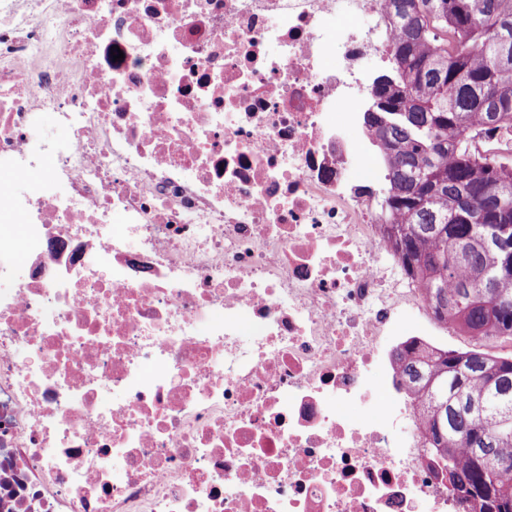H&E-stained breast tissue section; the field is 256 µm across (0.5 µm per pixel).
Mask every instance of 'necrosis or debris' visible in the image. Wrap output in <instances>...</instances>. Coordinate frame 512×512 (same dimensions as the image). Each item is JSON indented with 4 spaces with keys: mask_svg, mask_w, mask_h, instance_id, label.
<instances>
[{
    "mask_svg": "<svg viewBox=\"0 0 512 512\" xmlns=\"http://www.w3.org/2000/svg\"><path fill=\"white\" fill-rule=\"evenodd\" d=\"M394 33L0 0V512H466L384 351L431 314L358 114Z\"/></svg>",
    "mask_w": 512,
    "mask_h": 512,
    "instance_id": "4bbe7bcc",
    "label": "necrosis or debris"
}]
</instances>
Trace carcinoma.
<instances>
[{"label":"carcinoma","mask_w":512,"mask_h":512,"mask_svg":"<svg viewBox=\"0 0 512 512\" xmlns=\"http://www.w3.org/2000/svg\"><path fill=\"white\" fill-rule=\"evenodd\" d=\"M400 28L392 70L375 83L365 115L387 165L386 206L401 264L419 276L438 316L480 340L512 339V274L479 305L496 259L481 245L482 212L461 201L501 196L512 225V156L481 153L475 136L512 128V54L499 44L512 0H386ZM418 394L428 445L446 462L470 512H512V356L401 346L393 353ZM484 407L475 419L467 403ZM486 448L492 461L483 462Z\"/></svg>","instance_id":"carcinoma-1"}]
</instances>
